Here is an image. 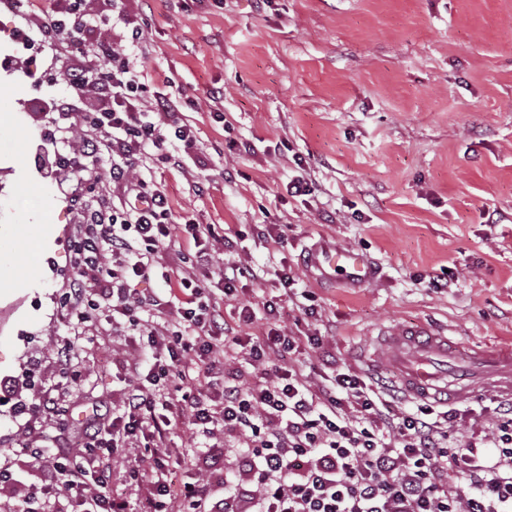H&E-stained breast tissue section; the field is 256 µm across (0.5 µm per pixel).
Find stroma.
Here are the masks:
<instances>
[{"mask_svg": "<svg viewBox=\"0 0 512 512\" xmlns=\"http://www.w3.org/2000/svg\"><path fill=\"white\" fill-rule=\"evenodd\" d=\"M0 9V512H21L48 479L39 449L70 451L93 410L121 413L118 365L134 337L106 320L78 323L62 307L75 271L80 205L121 189L85 175L79 133L60 144L47 105L83 58L35 41L34 20ZM142 36L143 103L178 94L162 123L193 127L173 146L181 165L152 164L174 221L213 225L209 268L185 262L188 242L161 251L145 296L168 298V277L198 280L234 329L223 361L251 380L239 336L278 325L297 340L293 361L316 387L336 371L365 375L358 356L379 329L445 327L477 349L512 348V0H126ZM251 152H243V145ZM302 157L311 192L286 191ZM54 233L39 246L45 226ZM337 243L376 260L371 285L318 279L304 247ZM256 280L224 294L225 263ZM290 267L282 288L276 273ZM279 305L277 320L263 305ZM255 313L242 325V308ZM69 344L72 362L57 347ZM493 387L450 430L466 440L491 426Z\"/></svg>", "mask_w": 512, "mask_h": 512, "instance_id": "stroma-1", "label": "stroma"}]
</instances>
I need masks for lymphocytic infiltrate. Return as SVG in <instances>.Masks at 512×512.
I'll use <instances>...</instances> for the list:
<instances>
[{
  "label": "lymphocytic infiltrate",
  "instance_id": "1",
  "mask_svg": "<svg viewBox=\"0 0 512 512\" xmlns=\"http://www.w3.org/2000/svg\"><path fill=\"white\" fill-rule=\"evenodd\" d=\"M96 26L81 0H68L46 14L39 33L52 46L76 42ZM96 54L109 61V71L91 61L67 74L66 83L94 90L107 105L79 114L72 98L61 95L51 109L75 115L84 155L109 159L105 176L125 201L118 206L102 194L85 205L72 244L77 276L69 285L68 306L81 323L111 308L113 319H126L141 337L153 363H123L133 384L124 412L94 414L78 448L47 454L53 480L33 486L27 505L51 499L63 486L72 498L71 512H127L112 487L111 457L128 455L141 442L151 450L149 470H128L143 493L141 512H167L175 499L186 502L188 512H512V401L501 403L491 435L475 431L459 444L448 434L458 409L385 410L381 384L350 372L334 375L329 388H313L291 360L294 337L280 329L246 339L262 375L244 386L229 383L218 359L224 314L199 302L201 289L191 278H178L170 291L181 304L179 330L137 318L140 308H164L161 299L146 298L138 289L156 255L182 232L194 248L195 266L204 267L216 237L208 224L189 220L176 227L166 193L149 175L155 152L167 141L195 146L190 126L151 121L141 105L145 85L137 58L123 42L99 35ZM89 280L98 282L96 294L87 293ZM187 359L203 364V378L195 394L171 401V374ZM180 425L201 431L210 446L202 458L205 471L177 485L166 438ZM220 431L247 436L242 465L253 480L218 499L207 470L224 461L215 440Z\"/></svg>",
  "mask_w": 512,
  "mask_h": 512
}]
</instances>
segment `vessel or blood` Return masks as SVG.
<instances>
[{
  "instance_id": "b4317fda",
  "label": "vessel or blood",
  "mask_w": 512,
  "mask_h": 512,
  "mask_svg": "<svg viewBox=\"0 0 512 512\" xmlns=\"http://www.w3.org/2000/svg\"><path fill=\"white\" fill-rule=\"evenodd\" d=\"M307 259L321 277L358 287L377 276L372 260L353 248L323 245L310 249ZM368 365L393 367L398 389L417 401L448 395L464 401L489 385L512 392V349H473L421 325L386 328Z\"/></svg>"
}]
</instances>
